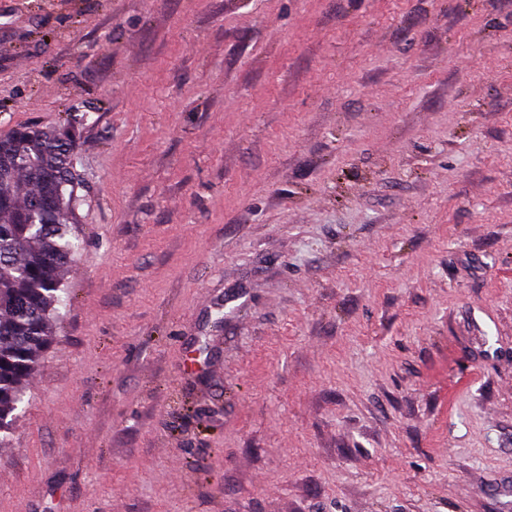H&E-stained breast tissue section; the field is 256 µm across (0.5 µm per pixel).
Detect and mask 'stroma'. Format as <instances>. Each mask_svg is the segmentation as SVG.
Wrapping results in <instances>:
<instances>
[{"label": "stroma", "mask_w": 512, "mask_h": 512, "mask_svg": "<svg viewBox=\"0 0 512 512\" xmlns=\"http://www.w3.org/2000/svg\"><path fill=\"white\" fill-rule=\"evenodd\" d=\"M82 251L0 512H512V0H0V135Z\"/></svg>", "instance_id": "obj_1"}]
</instances>
